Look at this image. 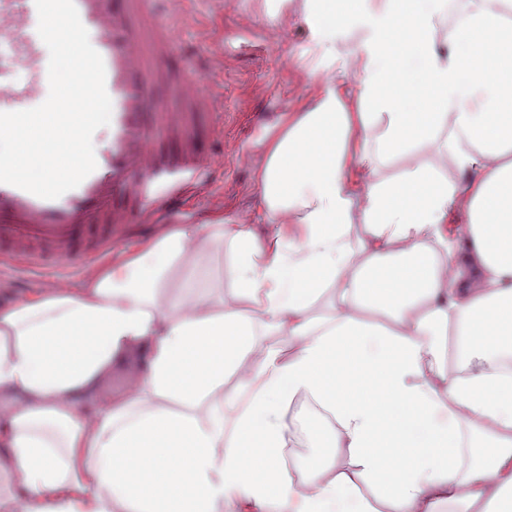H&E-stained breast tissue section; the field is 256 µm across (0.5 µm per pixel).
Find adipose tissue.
Instances as JSON below:
<instances>
[{"label": "adipose tissue", "instance_id": "ef3b65f1", "mask_svg": "<svg viewBox=\"0 0 512 512\" xmlns=\"http://www.w3.org/2000/svg\"><path fill=\"white\" fill-rule=\"evenodd\" d=\"M263 3L317 60L272 232L217 212L0 307V512H512V0Z\"/></svg>", "mask_w": 512, "mask_h": 512}]
</instances>
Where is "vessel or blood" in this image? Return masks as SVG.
Returning a JSON list of instances; mask_svg holds the SVG:
<instances>
[{"label":"vessel or blood","mask_w":512,"mask_h":512,"mask_svg":"<svg viewBox=\"0 0 512 512\" xmlns=\"http://www.w3.org/2000/svg\"><path fill=\"white\" fill-rule=\"evenodd\" d=\"M91 45L106 69L112 101L107 139L97 168L55 200L0 183V264L100 258L127 238L130 224L154 223L173 212L209 172L204 134L217 133L216 81L195 66L178 77L165 70L175 50L173 25L160 17L159 0H75ZM34 0H0V101L41 105L49 50L30 25ZM34 81L16 83L15 65ZM167 83L168 96H152ZM162 127L177 149L154 150L151 127Z\"/></svg>","instance_id":"vessel-or-blood-1"}]
</instances>
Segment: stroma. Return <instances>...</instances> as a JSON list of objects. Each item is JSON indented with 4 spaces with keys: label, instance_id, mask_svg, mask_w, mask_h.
<instances>
[{
    "label": "stroma",
    "instance_id": "obj_1",
    "mask_svg": "<svg viewBox=\"0 0 512 512\" xmlns=\"http://www.w3.org/2000/svg\"><path fill=\"white\" fill-rule=\"evenodd\" d=\"M168 11L179 16L176 50L167 63L172 76H179L186 60L196 59L215 72L223 88L215 104L222 133L210 145L212 171L179 219L199 224L220 209L242 211L266 230L254 170L262 161L267 129L312 92L309 81L291 69L295 62L313 68L308 35L297 24L282 27L261 0H183ZM89 267L88 261L74 259L1 272L0 302L61 282L79 285Z\"/></svg>",
    "mask_w": 512,
    "mask_h": 512
}]
</instances>
